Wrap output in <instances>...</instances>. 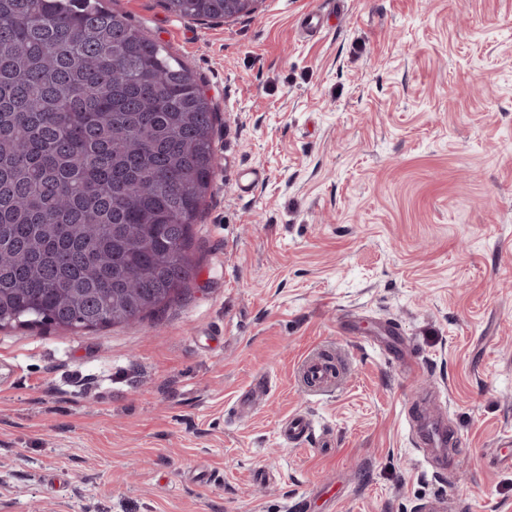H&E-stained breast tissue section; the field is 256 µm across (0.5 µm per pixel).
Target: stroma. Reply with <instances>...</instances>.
Instances as JSON below:
<instances>
[{
    "label": "stroma",
    "instance_id": "1",
    "mask_svg": "<svg viewBox=\"0 0 512 512\" xmlns=\"http://www.w3.org/2000/svg\"><path fill=\"white\" fill-rule=\"evenodd\" d=\"M111 7L195 74L220 167L164 312L0 330V512H512V0ZM320 349L347 374L313 398ZM162 5L167 12L190 20L224 19L228 12L226 0H162ZM314 433V423L311 418L294 414L288 418L282 427L283 436L295 445L301 444Z\"/></svg>",
    "mask_w": 512,
    "mask_h": 512
}]
</instances>
